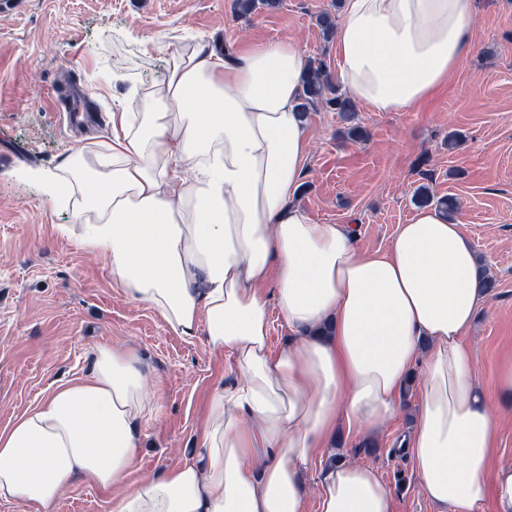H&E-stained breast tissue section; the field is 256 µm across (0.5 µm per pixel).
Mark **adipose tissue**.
Here are the masks:
<instances>
[{"instance_id":"obj_1","label":"adipose tissue","mask_w":512,"mask_h":512,"mask_svg":"<svg viewBox=\"0 0 512 512\" xmlns=\"http://www.w3.org/2000/svg\"><path fill=\"white\" fill-rule=\"evenodd\" d=\"M474 14L475 0H343L336 80L375 111L418 108L471 43ZM306 72L291 41L229 58L203 44L174 52L135 111L113 113L93 166L45 177L51 199L80 193L77 241L107 257L113 287L228 355L239 379L213 388L184 463L130 485L156 399L137 355L98 348L88 373L0 429V502L50 512L78 482L110 493L111 512H396L372 465L321 458L340 426L393 417L416 372L419 412L400 446L425 497L441 512H512V463L494 437L512 356L486 387L465 341L486 300L475 246L432 206L365 252L352 225L292 202ZM274 307L292 331L276 349Z\"/></svg>"}]
</instances>
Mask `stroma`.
I'll return each mask as SVG.
<instances>
[{
    "mask_svg": "<svg viewBox=\"0 0 512 512\" xmlns=\"http://www.w3.org/2000/svg\"><path fill=\"white\" fill-rule=\"evenodd\" d=\"M234 0H6L0 4V429L58 382L89 371L101 346L136 353L160 395L142 426L130 481L183 462L210 389L233 384L228 357L174 333L152 309L113 288L107 258L61 228L73 206L51 202L37 173L61 172L112 138L111 112L159 82L170 53L197 43L242 48L296 43L334 67L318 16L336 0H280L239 16ZM475 41L447 86L418 109L353 123L308 116L310 144L293 200L311 217L351 224L356 245L385 248L409 223L425 186L457 198V219L497 281L467 337L491 383L512 354V0H476ZM417 386L400 396L376 439L339 431L336 455L372 465L395 489L398 512H438L395 442L413 427Z\"/></svg>",
    "mask_w": 512,
    "mask_h": 512,
    "instance_id": "1",
    "label": "stroma"
}]
</instances>
